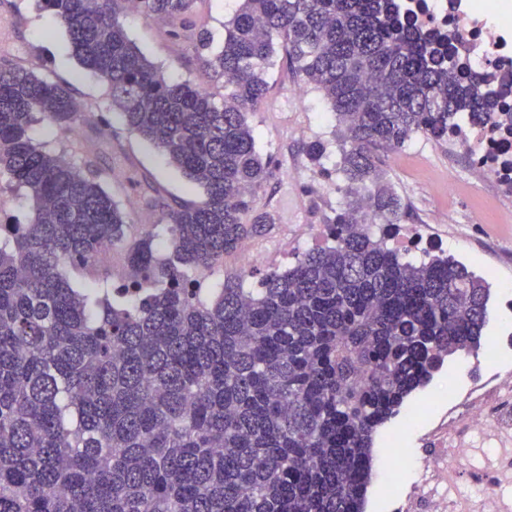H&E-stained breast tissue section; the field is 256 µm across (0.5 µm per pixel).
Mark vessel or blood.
<instances>
[{"mask_svg": "<svg viewBox=\"0 0 512 512\" xmlns=\"http://www.w3.org/2000/svg\"><path fill=\"white\" fill-rule=\"evenodd\" d=\"M492 437L494 447L473 449L464 468L475 474L491 475L492 512H512V435L496 430Z\"/></svg>", "mask_w": 512, "mask_h": 512, "instance_id": "1", "label": "vessel or blood"}]
</instances>
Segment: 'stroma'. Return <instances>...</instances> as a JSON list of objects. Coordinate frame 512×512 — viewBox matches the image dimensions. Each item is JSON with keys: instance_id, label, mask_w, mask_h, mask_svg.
I'll list each match as a JSON object with an SVG mask.
<instances>
[{"instance_id": "obj_1", "label": "stroma", "mask_w": 512, "mask_h": 512, "mask_svg": "<svg viewBox=\"0 0 512 512\" xmlns=\"http://www.w3.org/2000/svg\"><path fill=\"white\" fill-rule=\"evenodd\" d=\"M239 0H195L191 21L207 33L209 51L224 42V24ZM125 27L141 52L168 77L205 89L214 101L224 98V82L205 65L206 52L184 36L179 22L128 17ZM267 74L268 92L249 116L256 147L274 160L271 178L254 199L256 209L272 207L275 222L254 248L265 261L254 266L245 285L257 287L262 276L284 271L296 256L313 248L315 225L324 223L343 201L342 184L333 167L339 153L336 119L322 93L306 87L292 92L300 79L284 51H277ZM24 67L66 87L93 122L80 126L82 163L101 175L103 186L127 215L130 239L144 231L164 234L163 215L175 204H196L204 191L188 180L147 140L128 130L112 110L102 81L85 72L72 54L65 30L54 24L41 0H0V69ZM322 140L327 155L314 167L306 147ZM387 178L404 207V223L423 224L425 233L442 225L441 237L452 254L491 288L489 321L477 355L446 360L433 380L408 399L401 414L375 437L374 476L365 512H393L394 501L420 479L422 461L436 458L428 427L453 412L458 401L492 381L512 382V211L499 205L492 188L467 177L463 155L449 154L446 142L415 135L398 152L383 154ZM328 175H321V168ZM456 175L462 189L448 195V177ZM395 450H388L389 437Z\"/></svg>"}]
</instances>
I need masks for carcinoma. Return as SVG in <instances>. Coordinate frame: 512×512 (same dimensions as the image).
I'll return each mask as SVG.
<instances>
[{
	"label": "carcinoma",
	"mask_w": 512,
	"mask_h": 512,
	"mask_svg": "<svg viewBox=\"0 0 512 512\" xmlns=\"http://www.w3.org/2000/svg\"><path fill=\"white\" fill-rule=\"evenodd\" d=\"M112 108L205 199L166 213L169 254L70 153L35 142L42 116L73 134L67 88L0 70V175L28 191L25 224L0 233V512H364L376 434L445 360L471 355L489 287L452 255L419 260L391 244L403 216L377 154L415 134L437 141L460 112L494 117L489 91L459 75L451 45L403 20L393 0H242L206 60L215 103L170 80L120 15L185 20L194 0H42ZM281 46L340 127L345 203L332 245L211 299L198 269L263 236L254 208L272 157L248 114ZM127 249L128 294L90 308L72 286L102 247Z\"/></svg>",
	"instance_id": "carcinoma-1"
}]
</instances>
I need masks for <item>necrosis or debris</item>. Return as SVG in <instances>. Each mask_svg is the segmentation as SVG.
<instances>
[{
	"label": "necrosis or debris",
	"mask_w": 512,
	"mask_h": 512,
	"mask_svg": "<svg viewBox=\"0 0 512 512\" xmlns=\"http://www.w3.org/2000/svg\"><path fill=\"white\" fill-rule=\"evenodd\" d=\"M397 10L421 33L449 36L465 75L490 84L512 75V0H397ZM448 145L500 198H512V123L464 114L449 123Z\"/></svg>",
	"instance_id": "4bbe7bcc"
}]
</instances>
